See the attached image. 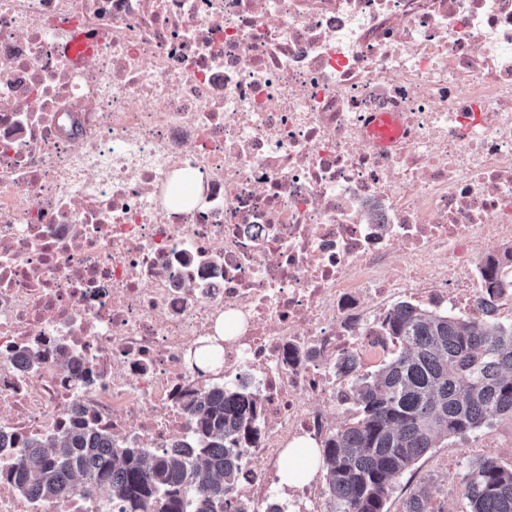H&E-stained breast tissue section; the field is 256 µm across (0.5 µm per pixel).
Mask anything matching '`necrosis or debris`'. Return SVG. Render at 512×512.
<instances>
[{
    "mask_svg": "<svg viewBox=\"0 0 512 512\" xmlns=\"http://www.w3.org/2000/svg\"><path fill=\"white\" fill-rule=\"evenodd\" d=\"M476 242H512V0H0L1 434L82 418L159 453L186 393L244 384L239 498L325 512L276 472L332 431L386 300L512 317ZM0 512L105 510L0 483ZM95 38L84 31L73 29L70 41L62 48V53L69 63L82 65L93 57Z\"/></svg>",
    "mask_w": 512,
    "mask_h": 512,
    "instance_id": "necrosis-or-debris-1",
    "label": "necrosis or debris"
}]
</instances>
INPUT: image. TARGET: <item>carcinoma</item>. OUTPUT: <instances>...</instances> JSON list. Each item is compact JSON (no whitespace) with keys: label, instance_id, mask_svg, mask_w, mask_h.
Returning <instances> with one entry per match:
<instances>
[{"label":"carcinoma","instance_id":"carcinoma-1","mask_svg":"<svg viewBox=\"0 0 512 512\" xmlns=\"http://www.w3.org/2000/svg\"><path fill=\"white\" fill-rule=\"evenodd\" d=\"M512 247L490 257L481 279L493 294L512 290ZM395 349L374 371L348 359L354 383L342 401L355 413L320 444L329 512H384L393 479L441 439L512 420V323L395 305L375 331ZM189 443L161 455L126 448L87 422L45 438H13L20 453L0 481L41 505L82 488L108 489L115 512H225L242 473L237 460L258 438L244 390L213 385L184 405ZM465 512H512V467L494 459L468 464ZM402 512H435L431 489L415 488Z\"/></svg>","mask_w":512,"mask_h":512}]
</instances>
